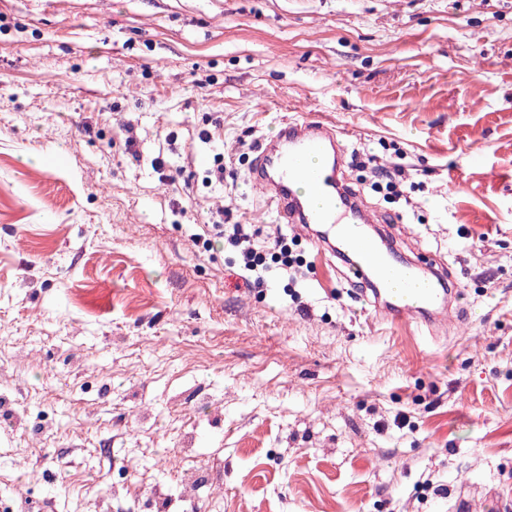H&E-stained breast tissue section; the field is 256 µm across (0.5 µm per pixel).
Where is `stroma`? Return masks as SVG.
I'll return each instance as SVG.
<instances>
[{
    "instance_id": "obj_1",
    "label": "stroma",
    "mask_w": 512,
    "mask_h": 512,
    "mask_svg": "<svg viewBox=\"0 0 512 512\" xmlns=\"http://www.w3.org/2000/svg\"><path fill=\"white\" fill-rule=\"evenodd\" d=\"M315 115L394 251L446 267V334L377 318L311 237L291 290L193 243L219 209L267 242L254 147ZM358 153L404 169L405 198ZM187 470L221 493L187 495ZM462 495L512 512V0H0V505Z\"/></svg>"
}]
</instances>
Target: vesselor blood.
Segmentation results:
<instances>
[{
	"label": "vessel or blood",
	"mask_w": 512,
	"mask_h": 512,
	"mask_svg": "<svg viewBox=\"0 0 512 512\" xmlns=\"http://www.w3.org/2000/svg\"><path fill=\"white\" fill-rule=\"evenodd\" d=\"M342 147L325 119L290 122L275 143L257 147L253 182L275 205L283 224L322 228L319 243L342 255L350 285L379 313L395 322L432 327L442 321L456 299L442 270L400 261L367 227L379 223L341 177ZM307 181L309 194L296 191Z\"/></svg>",
	"instance_id": "1"
}]
</instances>
